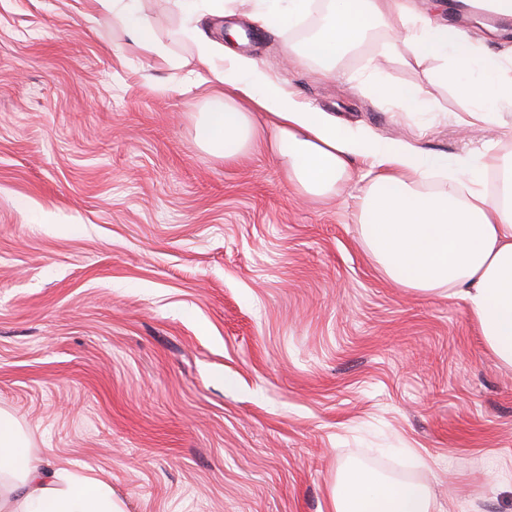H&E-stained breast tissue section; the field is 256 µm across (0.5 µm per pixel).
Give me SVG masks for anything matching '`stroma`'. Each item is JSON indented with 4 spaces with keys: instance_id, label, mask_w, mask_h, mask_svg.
Segmentation results:
<instances>
[{
    "instance_id": "35a3bbf8",
    "label": "stroma",
    "mask_w": 512,
    "mask_h": 512,
    "mask_svg": "<svg viewBox=\"0 0 512 512\" xmlns=\"http://www.w3.org/2000/svg\"><path fill=\"white\" fill-rule=\"evenodd\" d=\"M415 4L512 54V18ZM328 7L263 27L239 0L189 34L176 0H142L163 61L97 0H0V414L125 512H328L346 467L426 484L441 512H512V369L466 301L381 273L357 187L311 198L268 153L227 163L194 140L224 93L194 82L205 39L337 123L512 160V112L470 121L435 62H402L382 32L333 78L286 63ZM367 90L373 97L390 99L398 103L420 101L426 96L424 88L419 85L383 86L369 84Z\"/></svg>"
}]
</instances>
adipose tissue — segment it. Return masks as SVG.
<instances>
[{
    "instance_id": "obj_1",
    "label": "adipose tissue",
    "mask_w": 512,
    "mask_h": 512,
    "mask_svg": "<svg viewBox=\"0 0 512 512\" xmlns=\"http://www.w3.org/2000/svg\"><path fill=\"white\" fill-rule=\"evenodd\" d=\"M138 2L98 0L144 52L165 57ZM375 29L402 61H437L436 80L452 84L480 119L512 112V65L481 51L468 29L417 17L413 0H334L320 33L289 47L286 57L332 75L337 60ZM198 61L226 88L196 120L200 146L228 162L266 148L288 180L313 197L336 195L359 179L360 235L382 272L405 288L464 299L488 351L512 369V170L499 191H487L471 157L426 155L408 142L341 126L274 85L254 60L208 41L199 42ZM358 159L367 168L357 174ZM2 472L13 482L0 489V512H124L106 484L41 470L19 428L0 416ZM329 512L437 509L425 484L388 482L355 468L333 489Z\"/></svg>"
}]
</instances>
